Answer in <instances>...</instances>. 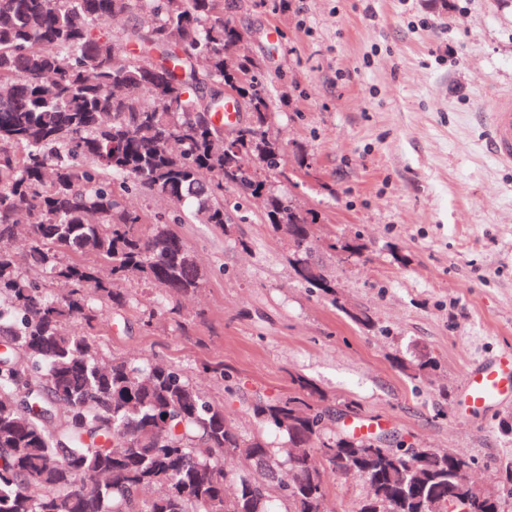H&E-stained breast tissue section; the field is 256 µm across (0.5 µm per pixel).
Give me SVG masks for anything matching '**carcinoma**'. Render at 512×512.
<instances>
[{
  "instance_id": "1",
  "label": "carcinoma",
  "mask_w": 512,
  "mask_h": 512,
  "mask_svg": "<svg viewBox=\"0 0 512 512\" xmlns=\"http://www.w3.org/2000/svg\"><path fill=\"white\" fill-rule=\"evenodd\" d=\"M226 0H0V512H327L326 474L372 482L355 512H501L461 485L465 456L336 430L297 376L250 406L247 432L179 370L105 358L103 307L136 281L176 300L207 269L175 230L243 220L235 192L290 234L295 276L351 314L312 259L317 215L273 185L287 163L275 106ZM126 22L122 35L104 31ZM248 122L224 145V91ZM166 199L151 216L134 192ZM344 260L358 237L328 244ZM66 286L52 294L32 276ZM412 379L437 368L394 359ZM286 436L275 447L262 430Z\"/></svg>"
}]
</instances>
